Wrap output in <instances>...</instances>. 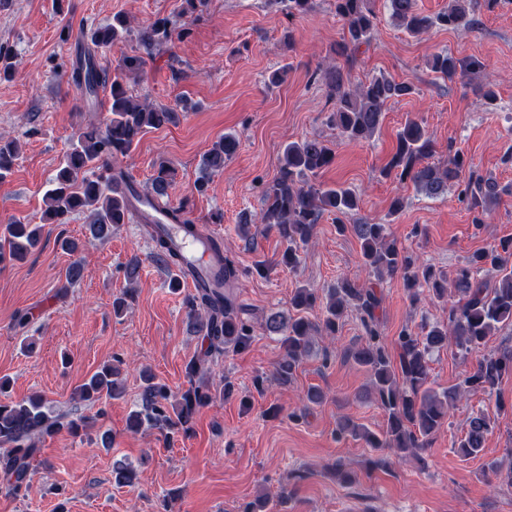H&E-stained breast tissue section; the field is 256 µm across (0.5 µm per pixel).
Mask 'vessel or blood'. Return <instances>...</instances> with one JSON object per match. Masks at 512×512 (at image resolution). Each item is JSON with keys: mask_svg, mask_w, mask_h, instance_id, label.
<instances>
[{"mask_svg": "<svg viewBox=\"0 0 512 512\" xmlns=\"http://www.w3.org/2000/svg\"><path fill=\"white\" fill-rule=\"evenodd\" d=\"M140 219L159 230L168 233L172 246L180 252L183 262L179 275L187 285H195L197 278L213 281L217 271L210 259V251L205 239H189L179 234L174 225L168 224L165 214L150 205L142 204L138 207Z\"/></svg>", "mask_w": 512, "mask_h": 512, "instance_id": "obj_1", "label": "vessel or blood"}]
</instances>
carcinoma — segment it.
<instances>
[{"label":"carcinoma","mask_w":512,"mask_h":512,"mask_svg":"<svg viewBox=\"0 0 512 512\" xmlns=\"http://www.w3.org/2000/svg\"><path fill=\"white\" fill-rule=\"evenodd\" d=\"M479 0H448V10L428 16L420 13L415 0H389L391 18L397 27L412 36L428 33L432 28L457 30L475 24L474 14ZM335 13L344 21L336 55L345 65H335L324 75L334 109L328 122L337 134L347 140H370L380 129L388 103L416 93L408 82L380 75L355 84L351 77L354 52L375 39L377 15L371 0H335ZM126 19L118 15L104 27L82 30V40L94 49L109 50L130 34ZM172 30L168 19H157L141 29L140 40L146 54L168 41ZM146 60L140 55H122L113 71L100 68L94 54L79 61L75 80L85 98H98L99 90H109L110 117L105 126H89L78 130L60 163L53 187L44 197V217L53 224H65L68 217L90 210L88 229L92 238L105 241L112 228L125 224L137 212V204L146 202L162 211L171 223L180 225L184 235L200 236L199 227L186 215L185 207H169L161 200L169 197L172 168L168 161L154 165L150 187L139 191L112 166L127 156L140 139L151 130L176 122V113L151 105L148 100L133 97L126 83L130 74L144 70ZM429 70L441 79L454 80L458 75L476 73L477 60L464 61L448 51L434 53L427 61ZM238 138L225 134L214 142L201 162L202 175L195 188L208 187L210 172L224 168V163L237 152ZM432 140L415 120L407 121L397 134L396 149L383 174H395L400 181H410L417 191L429 198L448 194V189L464 185L459 198L477 212L473 223L483 224V216L497 204L505 189L496 180L470 173L462 182L466 166L464 154L457 151L445 164L428 161ZM15 159L13 142L0 136V179L11 170ZM334 152L323 139L312 136L288 143L281 157L279 175L264 191L265 208L260 217L244 211L239 216V229L245 230L258 220L276 230L284 246L281 262L294 269L300 262V249L313 237L315 225L326 212L336 214V228L342 235L351 233L360 244V257L368 275L381 281L398 276L411 302L420 301L421 288H428L432 298L448 304V315L419 333L405 328L395 340L397 358H392L386 338L380 330L377 311L382 297L375 286H363L344 277L326 294L319 289L301 286L295 290L291 306L295 314L272 312L263 323L264 332L281 338L285 349L275 376L282 383L292 381L296 370L312 349L313 337L336 336L349 311L359 314L365 339L346 356L369 374L368 396L383 411L386 427L376 435L365 427L346 419L336 434H350L363 439L372 448H386L393 455H416L427 447L448 420L449 409L471 391H492L505 375L512 374V349L483 353L489 337L512 326V238L475 251L450 276H444L419 257L391 239L387 224L358 221L345 223L358 206L356 192L343 185L323 187L313 183L319 172L330 166ZM154 243L153 258L161 266L171 268L181 263V255L169 246L168 238L150 232ZM41 243V226L13 222L5 225L0 235V263L7 259L22 261ZM210 249L220 264L222 287L210 288L204 282L190 302V314L197 335L207 341V351L190 359L185 374L190 386L170 402L166 385L155 381L151 373L142 375L141 408L132 415L131 427L143 425L169 429H189L198 408L212 399L206 375L228 349L240 350L252 340L249 310L239 302L240 271L235 262L224 256L223 243L210 240ZM320 309L322 317L313 321L308 313ZM464 354L477 355L475 368L462 381L441 393L428 387L430 356L448 347V342ZM119 369L104 366L92 374L74 393V399L94 404L102 398L120 395ZM86 427L83 418L64 420L51 415L42 397L35 395L17 402L0 403V472L8 488L19 491L27 485L32 463L40 454V443L66 428L72 433ZM492 431L491 419L483 412L472 414L467 429L454 447L464 457L477 455Z\"/></svg>","instance_id":"1"}]
</instances>
